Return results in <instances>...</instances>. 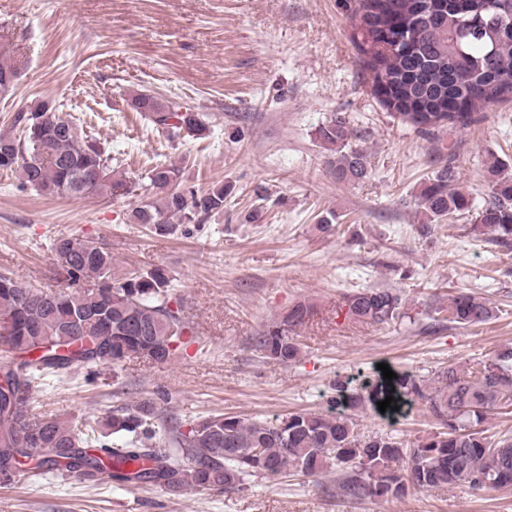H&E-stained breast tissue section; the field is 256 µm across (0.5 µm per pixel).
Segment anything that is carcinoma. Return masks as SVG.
Returning a JSON list of instances; mask_svg holds the SVG:
<instances>
[{
  "instance_id": "carcinoma-1",
  "label": "carcinoma",
  "mask_w": 512,
  "mask_h": 512,
  "mask_svg": "<svg viewBox=\"0 0 512 512\" xmlns=\"http://www.w3.org/2000/svg\"><path fill=\"white\" fill-rule=\"evenodd\" d=\"M353 42L372 94L398 121L419 133L465 129L485 118L484 110L512 100V0H355ZM14 64L0 50V94L13 88ZM128 105L158 129L199 137L206 126L196 112H178L150 93L135 92ZM22 128L16 137L13 130ZM369 134L336 118L317 138L336 152V180L358 182L368 175L361 142ZM109 155L84 134L71 115L42 101L13 118L0 133V169L15 173L18 185L49 196L109 197L117 192L142 197L128 221L158 235H174L184 224L224 211L232 189L217 183L204 192L181 189V169L152 166L144 181L116 176ZM492 157L483 203L468 233L512 246V176ZM455 172L444 166L427 179L418 206L432 223L470 210V198L453 187ZM62 290H45L0 275V333L6 372L0 388V480L10 479L23 460L75 475L86 483L107 476L119 483L159 484L179 496L191 488L239 491L252 478L276 480L292 470L314 476L338 473L344 497L397 498L407 486L433 489L464 486L474 491L512 487V437L494 439L484 424L502 400L512 402V348L465 368L449 367L431 379L402 375L367 382L355 392L344 381L327 413L293 412L274 420L211 414L183 425L161 416L156 400L145 398L113 411L82 430L70 420L39 415L32 382L73 365H115L131 357L157 363L170 359L186 325L168 306L170 280L155 267L112 280V253L92 242L60 236L53 240ZM399 294L390 288H361L343 298L339 310L351 322L388 324L402 316ZM448 313L459 326L481 325L493 317L491 303L461 290L435 313ZM313 316L299 303L258 336L256 348L282 364L295 360L298 346L289 333ZM416 400L429 404L443 429L413 441L393 435L359 438L345 413L363 399L378 406ZM161 436L164 445L144 447Z\"/></svg>"
}]
</instances>
